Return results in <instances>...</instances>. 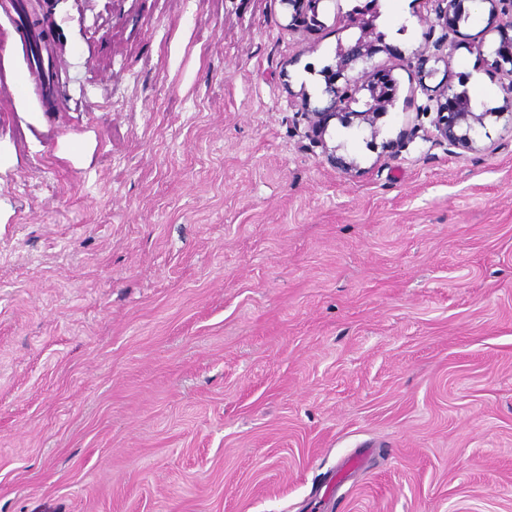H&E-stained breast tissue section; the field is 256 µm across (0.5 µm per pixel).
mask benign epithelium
<instances>
[{"label": "benign epithelium", "mask_w": 512, "mask_h": 512, "mask_svg": "<svg viewBox=\"0 0 512 512\" xmlns=\"http://www.w3.org/2000/svg\"><path fill=\"white\" fill-rule=\"evenodd\" d=\"M323 0H282L292 9L291 25L312 30L321 26L319 4ZM436 21L429 24L430 30L440 27L442 34L433 42V49L427 48L417 53V65L421 72L426 71L431 60L442 57L443 49L454 46L453 36L458 34L463 17L462 10L457 7L456 0H435ZM489 4V28L498 32V44L491 47L493 65L496 71L508 80L505 104L493 112V115L507 117V125L512 129V12L502 8L503 4L512 7V0H483ZM375 5H357L346 14L348 25L359 28L360 36L355 43L340 46L336 52V66L328 67L323 72L325 81L324 94L326 105L310 108L305 102V117L308 122L309 137L314 142L322 141L328 123L333 118L341 120L349 117L350 104L356 100V94L367 92L365 110L359 116L369 124H374L377 116L386 112L392 97L387 95V87L395 85L388 73L362 70L355 76L349 72L355 70L359 62H365L380 51L378 42L381 36L376 34ZM435 101L436 117L434 127L439 142L448 148L470 149L473 147V135L477 128L485 126L486 112H476L469 99L458 92L451 84H446L432 97Z\"/></svg>", "instance_id": "7a95c632"}]
</instances>
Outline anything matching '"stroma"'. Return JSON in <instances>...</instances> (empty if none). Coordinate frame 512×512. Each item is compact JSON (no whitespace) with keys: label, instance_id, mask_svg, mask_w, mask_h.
<instances>
[{"label":"stroma","instance_id":"1","mask_svg":"<svg viewBox=\"0 0 512 512\" xmlns=\"http://www.w3.org/2000/svg\"><path fill=\"white\" fill-rule=\"evenodd\" d=\"M27 4L63 70L55 105L16 89L0 13V512H512V132L475 0L426 79L431 0H378L393 103L321 145L301 101L356 0L312 33L281 0ZM476 75L448 150L426 90Z\"/></svg>","mask_w":512,"mask_h":512}]
</instances>
